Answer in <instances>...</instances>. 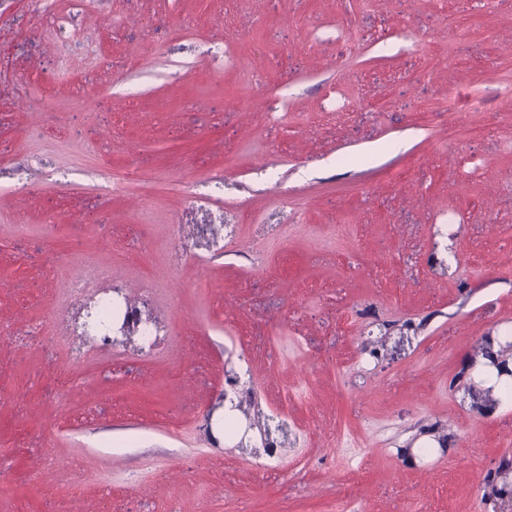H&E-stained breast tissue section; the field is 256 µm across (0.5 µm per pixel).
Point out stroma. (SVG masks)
<instances>
[{
	"label": "stroma",
	"mask_w": 512,
	"mask_h": 512,
	"mask_svg": "<svg viewBox=\"0 0 512 512\" xmlns=\"http://www.w3.org/2000/svg\"><path fill=\"white\" fill-rule=\"evenodd\" d=\"M511 56L512 0H0V512H512ZM111 287L156 347L83 331ZM506 337L505 334H501L496 336L491 345V340L488 338L485 342V346H483V350H485V354L476 360L473 365L470 376L473 379L474 383L481 388L482 390H490L491 397L500 402L501 404H512V377L509 376H499L498 371L494 365L491 364L490 358L495 364L500 373H505L508 375H512V370L508 368H512V361H508V365L506 361H499L497 356L499 343L503 341V338ZM491 345V351H489V346ZM494 354V355H493ZM486 356V357H485ZM495 356V357H494ZM488 357V358H487ZM510 386H511V394H510Z\"/></svg>",
	"instance_id": "stroma-1"
}]
</instances>
